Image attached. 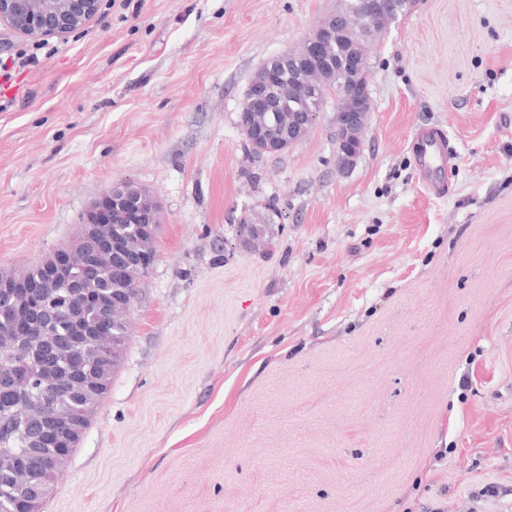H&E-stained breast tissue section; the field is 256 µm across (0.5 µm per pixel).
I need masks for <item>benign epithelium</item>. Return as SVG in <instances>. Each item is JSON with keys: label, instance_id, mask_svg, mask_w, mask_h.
I'll use <instances>...</instances> for the list:
<instances>
[{"label": "benign epithelium", "instance_id": "1", "mask_svg": "<svg viewBox=\"0 0 512 512\" xmlns=\"http://www.w3.org/2000/svg\"><path fill=\"white\" fill-rule=\"evenodd\" d=\"M100 0H0V23L9 26L23 37L40 42L49 37L64 36L83 28L97 14ZM335 17L326 19V26L307 34L302 45L304 51H285L269 58L245 91L244 111L256 110L272 114V124L267 127H248L250 139L272 153L284 151L301 141L316 120V109L308 112L293 110V101L282 84L283 74L294 78L296 85L303 84L305 73L313 65L324 61L327 45L335 37ZM353 111L337 114L336 121L343 135L336 141V164L342 170L353 166L362 151V145L352 137L356 123V111L371 103L368 85L361 82L353 91ZM118 224L128 225V230L114 229ZM158 226V206L146 195L129 190L126 186H114L105 191L85 214L77 248L85 253L83 265L75 267L67 249L42 260L44 277L36 281L1 277L0 292L10 288H33L30 299V317L22 323L12 310L5 313L11 320L0 322V341L13 336L15 326H21L30 336L42 335V296L53 283L65 280L71 287L81 290L104 288L107 279H122L134 269H146L151 265L150 255L134 250L128 245V237L145 234L154 236ZM77 332L90 337L89 343L100 356L108 348L97 338L100 328L94 323L80 324ZM43 378L47 385L68 389L74 382L75 369L71 365L49 363L44 366ZM38 435L35 441L53 440L64 430L75 428L74 416L56 406L44 410L37 419ZM49 483H37L25 490V510L41 512L45 496L52 490Z\"/></svg>", "mask_w": 512, "mask_h": 512}]
</instances>
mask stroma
<instances>
[{
    "instance_id": "1",
    "label": "stroma",
    "mask_w": 512,
    "mask_h": 512,
    "mask_svg": "<svg viewBox=\"0 0 512 512\" xmlns=\"http://www.w3.org/2000/svg\"><path fill=\"white\" fill-rule=\"evenodd\" d=\"M336 3L100 0L42 48L0 24L28 61L0 80V270L70 245L113 185L159 206L123 359L42 512H512V0H416L375 43L352 169L331 103L245 150L252 76ZM416 144L419 150V163L431 175H434L436 169L448 163V141L436 129L418 135Z\"/></svg>"
}]
</instances>
